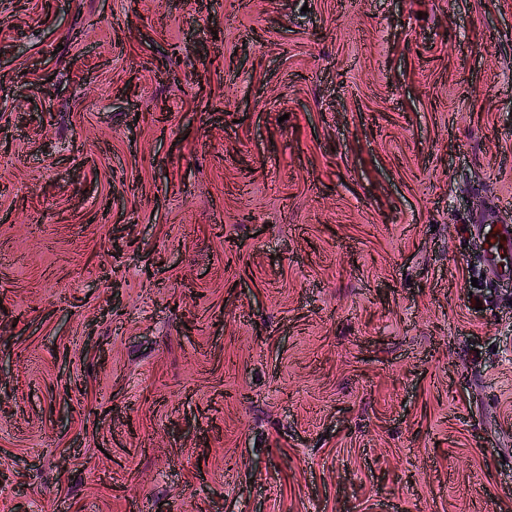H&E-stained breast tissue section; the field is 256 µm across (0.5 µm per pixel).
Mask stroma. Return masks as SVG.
<instances>
[{
	"label": "stroma",
	"mask_w": 512,
	"mask_h": 512,
	"mask_svg": "<svg viewBox=\"0 0 512 512\" xmlns=\"http://www.w3.org/2000/svg\"><path fill=\"white\" fill-rule=\"evenodd\" d=\"M512 0H0V512H512ZM474 238L487 258L488 272L499 280H510L512 266L502 264V254H512V227L499 224H475L472 226ZM502 245V248H499Z\"/></svg>",
	"instance_id": "stroma-1"
}]
</instances>
